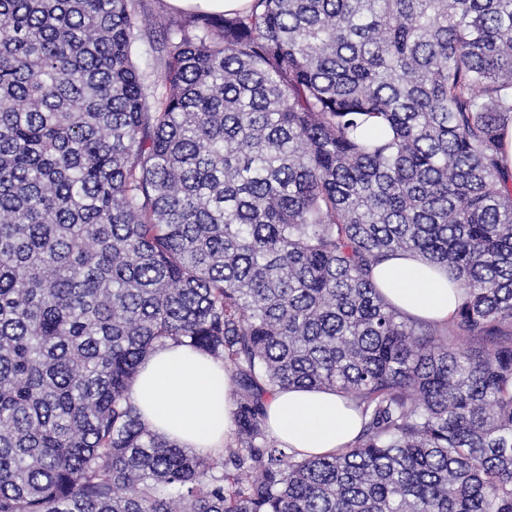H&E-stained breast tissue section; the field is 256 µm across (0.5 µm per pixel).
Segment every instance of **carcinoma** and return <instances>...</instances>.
<instances>
[{
    "instance_id": "carcinoma-1",
    "label": "carcinoma",
    "mask_w": 512,
    "mask_h": 512,
    "mask_svg": "<svg viewBox=\"0 0 512 512\" xmlns=\"http://www.w3.org/2000/svg\"><path fill=\"white\" fill-rule=\"evenodd\" d=\"M145 34L137 0H0V512H512V0L198 12L152 81ZM397 252L448 320L379 292ZM169 340L231 372L217 452L131 401ZM290 387L361 433L287 447ZM374 280L389 302L405 313L444 321L458 305L461 290L449 283L448 272L416 253H400L374 270ZM270 432L305 456L334 453L354 440L361 415L332 390L290 388L266 403Z\"/></svg>"
}]
</instances>
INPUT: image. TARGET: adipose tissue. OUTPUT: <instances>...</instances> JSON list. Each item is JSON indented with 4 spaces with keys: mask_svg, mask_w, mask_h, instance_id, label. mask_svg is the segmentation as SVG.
Here are the masks:
<instances>
[{
    "mask_svg": "<svg viewBox=\"0 0 512 512\" xmlns=\"http://www.w3.org/2000/svg\"><path fill=\"white\" fill-rule=\"evenodd\" d=\"M389 302L405 313L444 321L458 305L461 290L445 270L415 253L391 257L374 270ZM233 382L209 356L173 342L141 364L131 400L142 422L180 447L206 452L223 447L233 427ZM270 432L301 454L336 452L354 440L361 415L331 390L290 388L266 404Z\"/></svg>",
    "mask_w": 512,
    "mask_h": 512,
    "instance_id": "1",
    "label": "adipose tissue"
}]
</instances>
